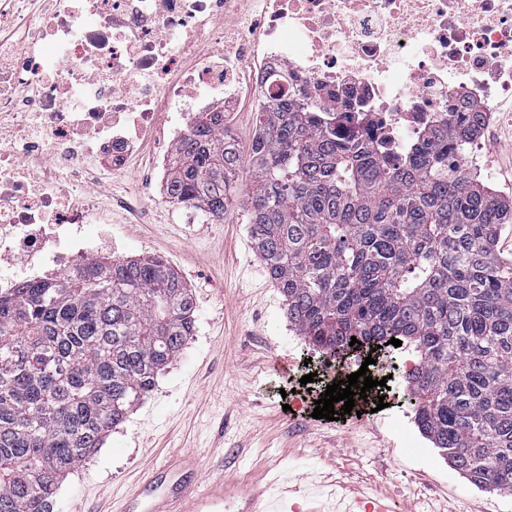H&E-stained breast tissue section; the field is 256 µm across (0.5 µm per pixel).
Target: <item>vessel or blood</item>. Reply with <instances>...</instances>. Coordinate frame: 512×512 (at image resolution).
Returning <instances> with one entry per match:
<instances>
[{"label": "vessel or blood", "mask_w": 512, "mask_h": 512, "mask_svg": "<svg viewBox=\"0 0 512 512\" xmlns=\"http://www.w3.org/2000/svg\"><path fill=\"white\" fill-rule=\"evenodd\" d=\"M262 490L235 491L223 478L205 479L199 463L191 458L168 463L152 474L125 500L120 512H255ZM343 512H404L396 501L369 497L356 488L342 495Z\"/></svg>", "instance_id": "vessel-or-blood-1"}]
</instances>
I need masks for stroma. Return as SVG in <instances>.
<instances>
[{
  "instance_id": "1",
  "label": "stroma",
  "mask_w": 512,
  "mask_h": 512,
  "mask_svg": "<svg viewBox=\"0 0 512 512\" xmlns=\"http://www.w3.org/2000/svg\"><path fill=\"white\" fill-rule=\"evenodd\" d=\"M482 144L493 186L512 201V128L495 126ZM151 154L141 148L113 174L101 199L112 221L101 230L113 259L169 262L192 290L195 334L94 459L63 482L55 512H117L147 472L187 454L241 487L277 477L276 512H335L341 483L409 502L416 512H512V497L471 485L416 426L402 380L411 347L376 355L369 373L378 385L345 419L313 418L336 370L288 322L242 222L248 173L234 182L223 220L201 215L189 224L162 194L147 211L122 206L139 194ZM307 374L312 382L302 383Z\"/></svg>"
}]
</instances>
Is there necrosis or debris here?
Returning <instances> with one entry per match:
<instances>
[{"label": "necrosis or debris", "mask_w": 512, "mask_h": 512, "mask_svg": "<svg viewBox=\"0 0 512 512\" xmlns=\"http://www.w3.org/2000/svg\"><path fill=\"white\" fill-rule=\"evenodd\" d=\"M0 48V296L104 245L98 172L143 206L200 112L300 92L401 156L449 112L512 123V0H46Z\"/></svg>", "instance_id": "obj_1"}]
</instances>
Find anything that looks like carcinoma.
I'll return each instance as SVG.
<instances>
[{
    "mask_svg": "<svg viewBox=\"0 0 512 512\" xmlns=\"http://www.w3.org/2000/svg\"><path fill=\"white\" fill-rule=\"evenodd\" d=\"M478 130L453 112L395 159L277 99L257 112L240 209L298 333L341 361L393 337L413 347L418 427L469 483L512 496V258L498 249L512 203L454 163ZM240 167L224 113L199 112L166 192L222 221ZM194 327L190 290L158 258L0 298V512H54Z\"/></svg>",
    "mask_w": 512,
    "mask_h": 512,
    "instance_id": "1",
    "label": "carcinoma"
}]
</instances>
